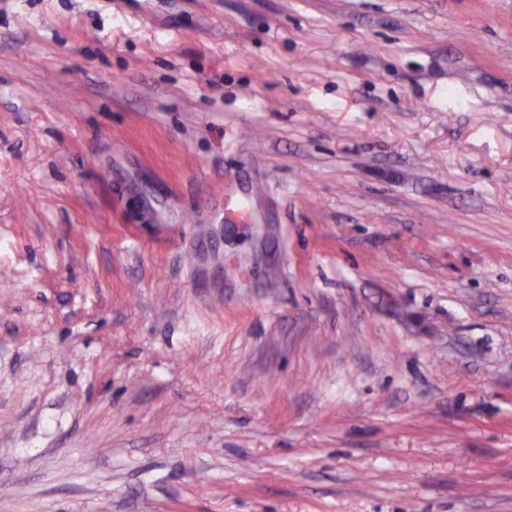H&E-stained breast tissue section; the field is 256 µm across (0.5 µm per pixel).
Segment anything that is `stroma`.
<instances>
[{
	"label": "stroma",
	"instance_id": "obj_1",
	"mask_svg": "<svg viewBox=\"0 0 512 512\" xmlns=\"http://www.w3.org/2000/svg\"><path fill=\"white\" fill-rule=\"evenodd\" d=\"M0 512H512V0H0Z\"/></svg>",
	"mask_w": 512,
	"mask_h": 512
}]
</instances>
